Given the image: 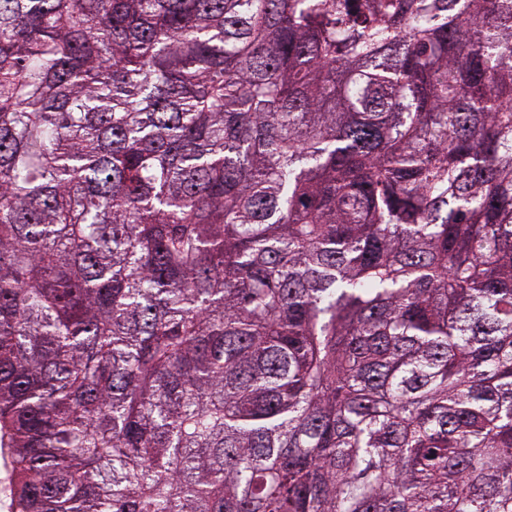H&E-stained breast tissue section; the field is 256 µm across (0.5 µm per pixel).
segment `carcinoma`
<instances>
[{
	"label": "carcinoma",
	"mask_w": 512,
	"mask_h": 512,
	"mask_svg": "<svg viewBox=\"0 0 512 512\" xmlns=\"http://www.w3.org/2000/svg\"><path fill=\"white\" fill-rule=\"evenodd\" d=\"M14 512H512V0H0Z\"/></svg>",
	"instance_id": "carcinoma-1"
}]
</instances>
